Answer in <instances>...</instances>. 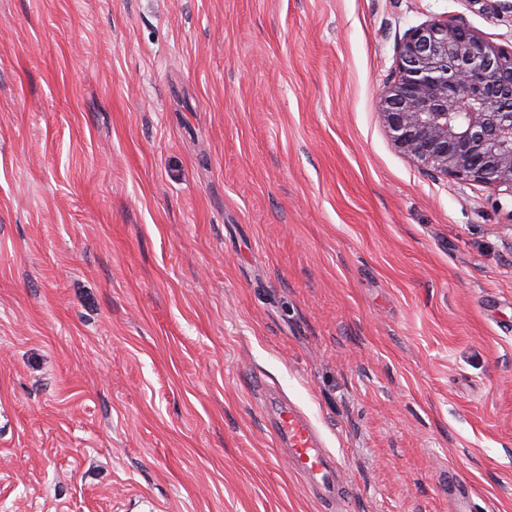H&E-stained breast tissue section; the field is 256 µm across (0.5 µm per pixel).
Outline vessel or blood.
<instances>
[{
  "mask_svg": "<svg viewBox=\"0 0 512 512\" xmlns=\"http://www.w3.org/2000/svg\"><path fill=\"white\" fill-rule=\"evenodd\" d=\"M274 434L287 451L292 469L303 475L318 498L335 504L345 495L339 479V467L323 446L319 432L294 405L281 402L269 413Z\"/></svg>",
  "mask_w": 512,
  "mask_h": 512,
  "instance_id": "1",
  "label": "vessel or blood"
}]
</instances>
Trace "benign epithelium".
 Listing matches in <instances>:
<instances>
[{"label": "benign epithelium", "instance_id": "7a95c632", "mask_svg": "<svg viewBox=\"0 0 512 512\" xmlns=\"http://www.w3.org/2000/svg\"><path fill=\"white\" fill-rule=\"evenodd\" d=\"M379 116L394 148L431 176L512 198V51L464 23L431 20L397 45Z\"/></svg>", "mask_w": 512, "mask_h": 512}]
</instances>
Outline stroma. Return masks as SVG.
<instances>
[{
  "mask_svg": "<svg viewBox=\"0 0 512 512\" xmlns=\"http://www.w3.org/2000/svg\"><path fill=\"white\" fill-rule=\"evenodd\" d=\"M505 0H0V512H512V199L400 155L411 28ZM265 410L280 446L286 448L292 469L303 475L318 498L333 508L346 491L339 479L338 463L324 448L315 426L288 401L272 411Z\"/></svg>",
  "mask_w": 512,
  "mask_h": 512,
  "instance_id": "35a3bbf8",
  "label": "stroma"
}]
</instances>
